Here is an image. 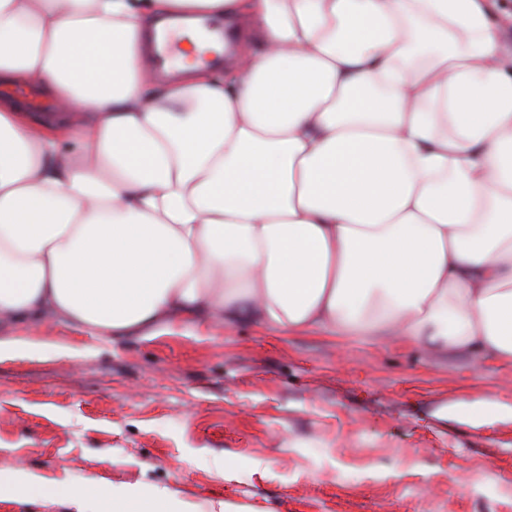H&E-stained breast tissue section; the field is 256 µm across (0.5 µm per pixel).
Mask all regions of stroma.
Returning a JSON list of instances; mask_svg holds the SVG:
<instances>
[{"label":"stroma","instance_id":"stroma-1","mask_svg":"<svg viewBox=\"0 0 512 512\" xmlns=\"http://www.w3.org/2000/svg\"><path fill=\"white\" fill-rule=\"evenodd\" d=\"M0 357V470L170 487L204 512H512V364L253 323L112 342L57 318Z\"/></svg>","mask_w":512,"mask_h":512}]
</instances>
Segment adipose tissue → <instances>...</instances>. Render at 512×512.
<instances>
[{
	"instance_id": "1",
	"label": "adipose tissue",
	"mask_w": 512,
	"mask_h": 512,
	"mask_svg": "<svg viewBox=\"0 0 512 512\" xmlns=\"http://www.w3.org/2000/svg\"><path fill=\"white\" fill-rule=\"evenodd\" d=\"M495 0H0V319L103 340L184 323L512 362V41ZM248 25L224 72L205 17ZM178 19L181 79L148 21ZM73 512L177 490L47 484Z\"/></svg>"
}]
</instances>
